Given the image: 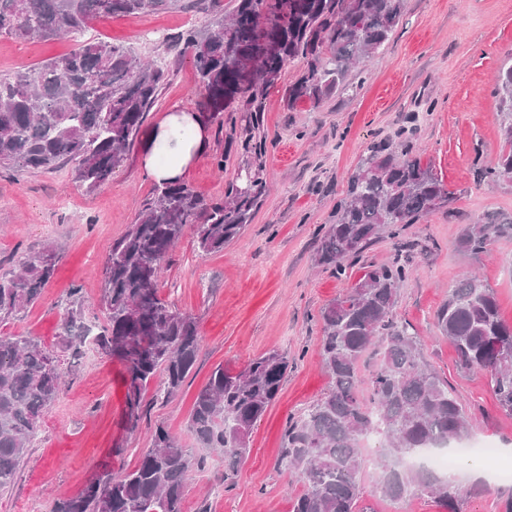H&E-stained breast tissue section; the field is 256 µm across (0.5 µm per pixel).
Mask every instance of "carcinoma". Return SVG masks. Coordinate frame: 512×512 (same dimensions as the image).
Returning <instances> with one entry per match:
<instances>
[{
	"label": "carcinoma",
	"instance_id": "1",
	"mask_svg": "<svg viewBox=\"0 0 512 512\" xmlns=\"http://www.w3.org/2000/svg\"><path fill=\"white\" fill-rule=\"evenodd\" d=\"M179 0H0V37L17 41L69 36L75 48L27 70L0 76V168L47 171L72 165L73 180L92 192L123 166L168 72L123 45L85 37L93 24L114 16L136 17ZM213 19L181 34L205 91L209 119L251 93L248 111L261 122L259 96L289 63L307 68L288 87V104H315L354 89L348 74L375 54L398 27L404 0H234L224 16L222 0H207ZM502 116L503 147L497 162L479 170L483 181L512 179V65L494 88ZM265 191L249 170L228 183L224 200L207 204L180 181L154 185L136 221L112 243L98 305L106 324L97 334L101 352L126 369V415L138 426L147 392L167 402L181 392L194 368L203 336L194 316L160 296L159 279L170 251L193 226L203 254L224 250L247 224ZM452 192L429 165L406 150H369L349 179L336 208V223L318 232L315 263L346 275L374 241L395 235L450 203ZM512 237V213L497 212L470 224L459 239L475 260L493 243ZM55 252L21 256L0 271V323L19 318L54 278ZM411 272L401 256L369 265L348 291L320 313L322 361L329 392L298 418L288 420L279 465L300 474L304 489L292 512H368L362 505V441L379 440V492L392 501L430 497L444 512H463L464 501L485 492L482 483L461 484L405 459L468 437L465 410L448 382L424 362L417 333L398 318V289ZM86 320L71 308L63 342L78 350ZM436 328L466 369L486 372L498 407L512 415V323L500 315L493 288L475 277L448 287ZM377 358L364 373L360 362ZM288 356L271 351L240 371L222 365L198 391L188 431L200 448L224 454V478L249 455L255 424L277 399ZM62 374L57 357L31 336L0 334V495L15 483L44 416L56 401ZM206 459L162 426L133 468L90 482L55 512H185L190 474Z\"/></svg>",
	"mask_w": 512,
	"mask_h": 512
}]
</instances>
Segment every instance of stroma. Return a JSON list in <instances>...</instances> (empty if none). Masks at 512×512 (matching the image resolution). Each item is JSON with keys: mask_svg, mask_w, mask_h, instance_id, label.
<instances>
[{"mask_svg": "<svg viewBox=\"0 0 512 512\" xmlns=\"http://www.w3.org/2000/svg\"><path fill=\"white\" fill-rule=\"evenodd\" d=\"M209 14L178 6L95 24L93 36L130 47L170 71V82L145 127L172 105L203 112L205 93L193 62L173 37L201 28ZM74 40L17 42L0 38V74H10L69 52ZM512 64V0H405L403 18L386 46L349 73L354 89L320 104L289 105L288 86L304 61L288 64L262 100L256 132L266 152L243 149L250 127L245 104L210 124L207 150L184 177L205 201L223 199L238 173L260 167L265 192L242 233L223 252L199 255L193 232L167 260L160 295L197 318L203 342L181 393L166 403L145 402L137 429L125 414L126 370L86 342L78 357L63 346L61 324L71 302L86 320L99 316L102 270L113 241L141 211L154 186L142 167L143 139H136L122 168L94 192L71 180L69 166L50 172L0 170V268L19 256L53 248L54 279L18 321L1 333L35 337L59 355L66 385L46 413L37 440L13 488L0 496V512H54L59 500L78 495L91 481L130 469L164 426L188 435L197 391L216 365L241 370L254 356L276 350L288 371L276 402L254 428L250 454L237 475L225 477L224 457L204 449L207 464L193 471L186 512H291L302 489L299 474L278 468L289 418L327 391L320 355L322 308L357 282L372 263H384L404 243L414 244L413 273L399 290L396 313L415 329L425 362L454 389L471 427L512 459V417L501 412L487 375L461 368L455 349L439 339L436 312L451 282L479 271L494 288L502 318L512 323V238L494 243L489 257L472 261L458 247L467 225L485 214L512 211V182H481L479 167L494 165L502 139L492 92L497 72ZM407 142L422 164L433 167L455 198L400 237L382 236L352 264L346 277L315 267L317 233L335 223L347 181L371 144ZM362 483L372 512H443L423 497L397 504L380 496L369 438Z\"/></svg>", "mask_w": 512, "mask_h": 512, "instance_id": "1", "label": "stroma"}]
</instances>
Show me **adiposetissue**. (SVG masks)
<instances>
[{
  "mask_svg": "<svg viewBox=\"0 0 512 512\" xmlns=\"http://www.w3.org/2000/svg\"><path fill=\"white\" fill-rule=\"evenodd\" d=\"M207 129L200 116L171 107L144 142V167L149 177L162 181L183 179L205 151Z\"/></svg>",
  "mask_w": 512,
  "mask_h": 512,
  "instance_id": "adipose-tissue-1",
  "label": "adipose tissue"
}]
</instances>
